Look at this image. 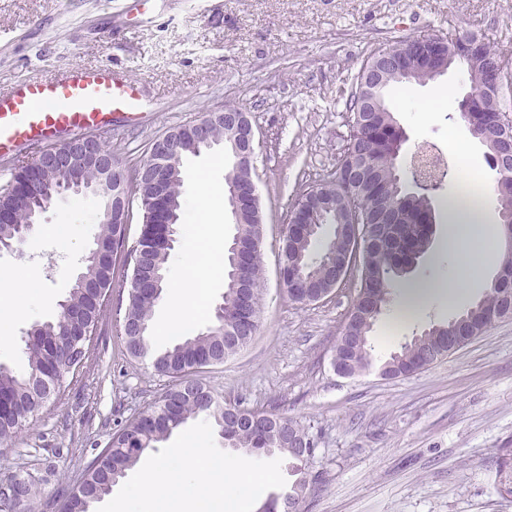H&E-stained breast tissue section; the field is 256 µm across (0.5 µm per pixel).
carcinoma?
Here are the masks:
<instances>
[{"label": "carcinoma", "instance_id": "1", "mask_svg": "<svg viewBox=\"0 0 512 512\" xmlns=\"http://www.w3.org/2000/svg\"><path fill=\"white\" fill-rule=\"evenodd\" d=\"M461 54L453 58L475 83L485 63L497 51L475 33L459 47ZM383 83L375 91L376 104L381 112L370 122L365 121L364 107L356 92H351L347 103L350 114V135L346 151L341 157L331 180L325 186L343 189L364 208L370 222L385 224L386 216L396 207L405 210L401 224H386L385 245L381 249L361 254V269L356 284V300L347 316L336 346L340 347L342 363L351 374L378 368L391 378L399 377L424 362L433 363L442 351L448 349V336L441 325H433L421 335L390 354L381 364H375L369 341L375 321L390 302L392 289L410 273V265L431 248L432 229L436 219L434 196L411 193L404 188L401 173L396 167L406 143V133L394 111L386 101L390 88L405 84H424L431 76L412 65L409 75L400 78L385 72ZM481 111L467 112L458 103V112L468 124L471 135H476L474 123H491L496 113L505 109L502 97L492 92H481L478 98ZM182 162H175L176 173L159 196L152 183V174L146 161L139 162L129 178L130 196L137 197L142 221L135 248L120 244L119 225L104 224L95 242V253L87 257L81 275L74 281L64 305L56 315L36 325L37 335L25 339L27 366L16 373L0 366V395L11 400L14 410L0 416V444L12 440L19 431L36 419L32 413L36 397L33 381L50 372L64 387L66 380L78 372L66 349L69 334L82 327L94 328L103 312V304L93 299L87 283L112 289V274L116 264L129 262L137 253L139 274L143 279L155 278V292L129 287L121 331L127 332L126 342L133 343L131 355L149 354L148 336L152 312L167 286V267L173 235L180 219L182 194ZM253 172H235L229 169L224 177V195L232 197L237 184L245 183ZM35 192L22 193L11 188V183L0 186V206L12 211L15 222L0 224V244L23 243L25 225L39 213L43 204L55 198L61 189L60 178L47 173L38 179ZM236 234L233 242L242 247L248 257V278L237 284L234 271V252L224 253V319L213 321L209 329L191 338L175 343L152 355L157 373L173 379L169 388L153 409L128 420L112 434L105 450L87 469L73 488L65 512H92L95 503L112 491L125 472L133 467L149 448L169 437L189 419L203 416L214 422L224 444L229 448H245L250 452L270 453L274 449L294 461L293 469L306 467L313 460L317 442L308 428L299 422L263 407H247L242 402L234 405L218 402L213 391L199 378L205 367L224 363L237 354L253 338L260 319V289L263 280L261 243L263 213L243 208L234 213ZM311 232L304 237L282 241L281 263L284 272H301L303 278L291 283L295 301L314 293L317 287L335 280L342 257L350 252L351 242L339 233L333 214L323 207H315L308 219ZM329 227V243L323 253L312 256L318 233ZM499 288L491 284L484 296L471 304L460 318L464 333L480 335L502 318L497 294ZM250 417L243 421L228 411Z\"/></svg>", "mask_w": 512, "mask_h": 512}]
</instances>
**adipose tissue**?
Masks as SVG:
<instances>
[{
	"label": "adipose tissue",
	"instance_id": "ef3b65f1",
	"mask_svg": "<svg viewBox=\"0 0 512 512\" xmlns=\"http://www.w3.org/2000/svg\"><path fill=\"white\" fill-rule=\"evenodd\" d=\"M487 203L471 205L452 200L448 206L449 248L455 256L449 302L464 297L485 267L504 251L499 230L487 220ZM183 270L172 287L167 311L153 339L183 335L199 288L219 271L198 256L195 240L185 243ZM44 294L38 273L22 270L0 278V336L8 337L15 319L26 312V301ZM252 481L237 463L212 458L202 435L186 434L178 448L152 458L139 481L112 503V512H235L239 502L257 497Z\"/></svg>",
	"mask_w": 512,
	"mask_h": 512
}]
</instances>
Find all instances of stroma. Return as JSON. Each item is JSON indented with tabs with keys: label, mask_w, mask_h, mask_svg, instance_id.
<instances>
[{
	"label": "stroma",
	"mask_w": 512,
	"mask_h": 512,
	"mask_svg": "<svg viewBox=\"0 0 512 512\" xmlns=\"http://www.w3.org/2000/svg\"><path fill=\"white\" fill-rule=\"evenodd\" d=\"M474 31L512 54V0H0V89L72 65L109 63L141 80L148 101L136 123L114 119L104 141L130 170L155 137L191 125L227 104L248 112L257 131L255 180L264 213L259 328L249 345L201 375L220 401L267 407L308 427L318 448L303 512H512L499 476L512 464V318L495 322L460 350L409 376L336 374L334 347L355 292L301 304L278 278L281 227L301 189L328 180L346 140V101L368 57L417 35ZM469 84L452 68L397 97L406 151L425 141L466 157L495 185L485 147L455 114ZM223 146L187 156L183 196L204 181L223 183ZM81 204L75 242L50 235ZM102 209L89 193H67L40 216L25 242L0 251V273L31 267L44 299L29 303L0 365L25 364L23 340L67 295L100 231ZM448 217L437 210L432 245L412 279L447 283ZM116 267L112 293L76 379L35 422L0 444V481L24 479L29 501L15 512H63L69 493L113 432L153 406L169 388L150 359L132 357L119 333L128 293ZM447 292L414 319L381 314L371 343L387 358L429 326L458 315ZM215 453L255 477L264 495L295 480L286 455L225 447L212 423L191 420Z\"/></svg>",
	"instance_id": "35a3bbf8"
}]
</instances>
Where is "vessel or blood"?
Here are the masks:
<instances>
[{"mask_svg": "<svg viewBox=\"0 0 512 512\" xmlns=\"http://www.w3.org/2000/svg\"><path fill=\"white\" fill-rule=\"evenodd\" d=\"M144 109L141 83L109 64L23 80L0 90V156L66 133L105 132L114 118L135 120Z\"/></svg>", "mask_w": 512, "mask_h": 512, "instance_id": "1", "label": "vessel or blood"}]
</instances>
